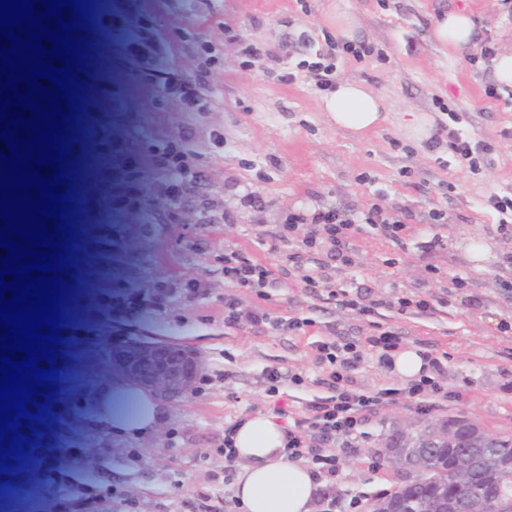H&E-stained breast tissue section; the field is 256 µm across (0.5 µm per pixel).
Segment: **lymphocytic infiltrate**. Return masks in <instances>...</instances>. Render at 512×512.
I'll return each instance as SVG.
<instances>
[{"instance_id": "1", "label": "lymphocytic infiltrate", "mask_w": 512, "mask_h": 512, "mask_svg": "<svg viewBox=\"0 0 512 512\" xmlns=\"http://www.w3.org/2000/svg\"><path fill=\"white\" fill-rule=\"evenodd\" d=\"M180 140L177 133L167 134L161 140L164 176L158 184V193L164 207L157 225L163 230L182 224L183 211L200 179L198 171L181 151ZM362 224L374 225L382 235L393 239L398 238L403 229L400 220L375 203L355 214L320 209L289 213L285 224L261 238L262 246L278 258L271 266L255 261L238 247H225L222 271L224 283L231 289L230 295L224 298L225 327L305 332L311 325L309 319L278 316L257 305L245 308L238 298L242 290L266 298L268 289L282 287L294 278L303 283L311 297L325 296L361 318L371 316L375 303L365 302L361 293L336 287L328 272V263L332 260L345 267L353 266L354 236ZM322 249L328 255L324 262L317 258ZM399 347L400 338L391 330L366 336L361 341L339 342L329 338L312 342L314 362L322 371L319 382L329 389L330 395L308 405L306 415L295 421L293 429L287 432L284 453L288 460L303 459L309 463L318 484L314 512H337L340 502L335 494V481L340 457L355 451L360 430L370 415L390 405L400 394L421 408L428 407L430 400L445 396L446 391L437 379L443 371L441 362L429 352L422 355L423 375L402 389L383 388L372 392L352 387L350 374L360 365L364 349L379 350L380 364L389 367Z\"/></svg>"}]
</instances>
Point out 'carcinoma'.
Segmentation results:
<instances>
[{
    "label": "carcinoma",
    "instance_id": "cac0c4a2",
    "mask_svg": "<svg viewBox=\"0 0 512 512\" xmlns=\"http://www.w3.org/2000/svg\"><path fill=\"white\" fill-rule=\"evenodd\" d=\"M446 425L458 426L455 439L448 443L438 435V428ZM481 431L475 425H460L458 419L425 425L413 434L412 447L399 452L407 458L425 456L426 471L398 486L382 501L391 510L409 503L414 512H440L437 502L452 501L461 512H485L492 497L512 491V437L494 436L496 450L491 451L479 443ZM460 455L471 458V470L466 475L455 466Z\"/></svg>",
    "mask_w": 512,
    "mask_h": 512
}]
</instances>
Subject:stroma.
Here are the masks:
<instances>
[{"instance_id":"35a3bbf8","label":"stroma","mask_w":512,"mask_h":512,"mask_svg":"<svg viewBox=\"0 0 512 512\" xmlns=\"http://www.w3.org/2000/svg\"><path fill=\"white\" fill-rule=\"evenodd\" d=\"M505 0H93L82 61L81 114L73 157L74 226L66 286L68 335L58 348L59 382L38 438L6 475V512H241L234 485L225 484L216 450L231 423L282 406L292 426L307 405L327 397L314 366L313 340L336 334L356 340L372 325L392 329L402 346L444 357L442 383L461 400L421 410L406 399L373 415L356 454L344 456L336 478L341 503L369 512L403 475L377 451L393 428L459 418L512 435V233L497 229L487 198L512 191V86L500 84L482 45L512 49V11ZM466 11L476 25L468 51L443 49L432 37L435 19ZM352 20L354 44L370 55L354 58L336 44V16ZM253 54H245V47ZM332 54L334 81H354L381 97L389 119L356 134L322 110L326 95L309 74L318 55ZM196 83L200 99L185 109L161 100L167 71ZM294 81H286L287 73ZM494 97H487V90ZM427 115L432 128L490 144L477 168L459 164L447 145L408 139L407 113ZM185 127L182 146L198 166V195L218 202L230 220L207 224L195 207L168 237L150 229L160 172L157 139ZM264 202L256 211L251 192ZM405 215L399 239L361 225L354 267L333 271L337 286L383 300L370 320L309 297L300 280L271 289L268 309L311 319L309 333H269L224 325L220 259L240 246L265 265L277 257L260 232L296 210L359 212L371 204ZM440 212L443 223L432 215ZM434 248H427L431 237ZM442 275L434 277L430 267ZM468 278V290L450 277ZM195 280L207 296H174L156 303L153 281ZM411 292L437 296L430 313L401 315L388 302ZM481 296L468 304V294ZM169 340L196 349L204 370L180 401L158 405L156 427L131 435L102 416L98 399L134 380L133 360L146 343ZM280 374L269 394L267 370ZM305 375L296 386L292 374ZM362 390L401 388L407 378L380 367L367 351L352 375ZM127 497L110 496L111 488Z\"/></svg>"}]
</instances>
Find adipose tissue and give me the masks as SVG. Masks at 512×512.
I'll return each mask as SVG.
<instances>
[{
    "mask_svg": "<svg viewBox=\"0 0 512 512\" xmlns=\"http://www.w3.org/2000/svg\"><path fill=\"white\" fill-rule=\"evenodd\" d=\"M474 34V22L463 11L442 16L434 27L437 43L455 51L470 46ZM323 106L337 127L355 132L369 130L385 118L381 99L357 82L339 83ZM285 441L284 428L274 415L241 421L235 447L244 464L235 485L243 512H311L317 484L308 467L286 459Z\"/></svg>",
    "mask_w": 512,
    "mask_h": 512,
    "instance_id": "obj_1",
    "label": "adipose tissue"
}]
</instances>
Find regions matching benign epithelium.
Here are the masks:
<instances>
[{"instance_id": "obj_1", "label": "benign epithelium", "mask_w": 512, "mask_h": 512, "mask_svg": "<svg viewBox=\"0 0 512 512\" xmlns=\"http://www.w3.org/2000/svg\"><path fill=\"white\" fill-rule=\"evenodd\" d=\"M138 378L153 396L173 402L189 393L204 369L193 348L173 341H154L142 347L134 360Z\"/></svg>"}]
</instances>
